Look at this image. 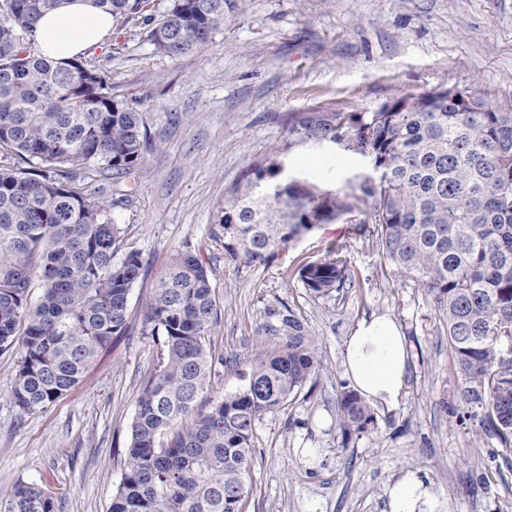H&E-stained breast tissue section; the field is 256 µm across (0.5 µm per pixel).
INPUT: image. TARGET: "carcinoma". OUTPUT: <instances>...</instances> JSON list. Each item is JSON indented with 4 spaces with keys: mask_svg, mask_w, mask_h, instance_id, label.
I'll return each instance as SVG.
<instances>
[{
    "mask_svg": "<svg viewBox=\"0 0 512 512\" xmlns=\"http://www.w3.org/2000/svg\"><path fill=\"white\" fill-rule=\"evenodd\" d=\"M61 0H0V352L23 331L26 351L11 392L25 413L77 385L100 349L126 327L128 295L143 275L139 253L117 262L122 229L91 190L99 175L119 184L147 146L144 113L115 94L94 58L66 62L33 47L39 18ZM118 25L142 20L147 39L177 59L224 29L239 0H94ZM387 111L320 106L293 117L288 137L344 144L368 159L377 179L320 190L251 168L224 201L212 234L243 267L269 263L292 241L344 213H364L359 230L377 235L383 256L436 302L461 376L459 403L481 432L512 450V111L441 85L385 102ZM40 302L29 303L34 274ZM315 296L346 285L337 249L298 270ZM267 332L280 347L239 363L245 384L210 400L217 321L209 271L193 249L177 252L147 306L162 357L144 383L129 429L122 482L109 512H244L256 423L281 411L318 371L308 331L288 306ZM345 437L374 413L341 394ZM0 512H55L52 498L18 484Z\"/></svg>",
    "mask_w": 512,
    "mask_h": 512,
    "instance_id": "obj_1",
    "label": "carcinoma"
}]
</instances>
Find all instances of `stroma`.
Returning a JSON list of instances; mask_svg holds the SVG:
<instances>
[{"label": "stroma", "mask_w": 512, "mask_h": 512, "mask_svg": "<svg viewBox=\"0 0 512 512\" xmlns=\"http://www.w3.org/2000/svg\"><path fill=\"white\" fill-rule=\"evenodd\" d=\"M116 94L144 112L151 141L135 180L101 175L124 251L145 275L128 297L127 327L112 336L75 388L25 413L11 391L23 341L0 352V497L20 483L53 497L56 512H109L124 474L129 428L162 345L146 306L173 255L202 253L217 304L210 344L224 359L210 396L237 389L228 361L278 349L272 313L303 320L320 369L286 409L254 433L246 512H385L389 486L412 470L431 482L437 512H512L507 452L461 422L459 379L431 296L385 261L352 215L319 225L265 265L238 267L211 234L248 168L281 164L284 177L338 190L373 178L368 162L331 146L288 139L290 118L315 106L367 112L438 86L475 90L512 110V0H242L200 51L168 58L137 25L96 49ZM338 247L349 288L317 297L298 268ZM389 314L407 338L406 390L396 408L374 406L365 432L344 438L338 401L350 390L344 340L371 314Z\"/></svg>", "instance_id": "1"}]
</instances>
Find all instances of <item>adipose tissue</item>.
<instances>
[{
    "label": "adipose tissue",
    "instance_id": "ef3b65f1",
    "mask_svg": "<svg viewBox=\"0 0 512 512\" xmlns=\"http://www.w3.org/2000/svg\"><path fill=\"white\" fill-rule=\"evenodd\" d=\"M112 34V17L93 0H64L47 12L34 34L36 51L57 62L83 56ZM345 373L366 401L398 406L406 387L407 345L388 314L362 318L344 343ZM436 493L418 473H404L388 491L387 512H435Z\"/></svg>",
    "mask_w": 512,
    "mask_h": 512
}]
</instances>
